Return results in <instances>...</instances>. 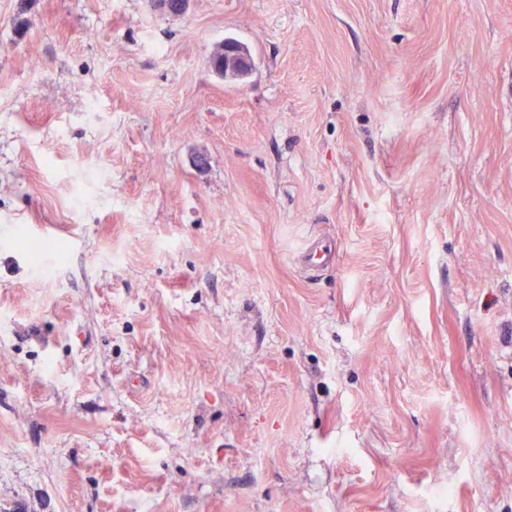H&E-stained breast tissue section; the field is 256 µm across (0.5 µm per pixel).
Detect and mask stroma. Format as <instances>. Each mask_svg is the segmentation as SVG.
Listing matches in <instances>:
<instances>
[{
    "label": "stroma",
    "mask_w": 512,
    "mask_h": 512,
    "mask_svg": "<svg viewBox=\"0 0 512 512\" xmlns=\"http://www.w3.org/2000/svg\"><path fill=\"white\" fill-rule=\"evenodd\" d=\"M509 80L512 0H0V512H512ZM223 66L220 69L210 65L211 70L222 78L241 80L247 77L253 68V58L246 46L233 38L223 43ZM309 251L298 255V262L300 265L309 268H322L328 267L332 264L334 253L331 248L323 240H314L309 245Z\"/></svg>",
    "instance_id": "35a3bbf8"
}]
</instances>
